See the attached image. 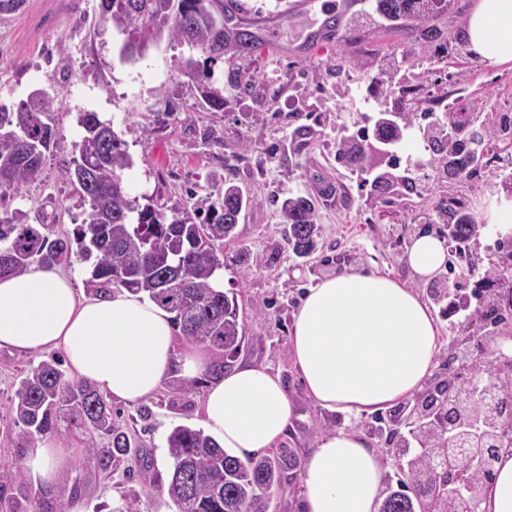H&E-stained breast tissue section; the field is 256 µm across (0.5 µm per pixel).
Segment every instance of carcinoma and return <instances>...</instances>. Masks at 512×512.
<instances>
[{
  "label": "carcinoma",
  "instance_id": "obj_1",
  "mask_svg": "<svg viewBox=\"0 0 512 512\" xmlns=\"http://www.w3.org/2000/svg\"><path fill=\"white\" fill-rule=\"evenodd\" d=\"M376 10L390 22L388 32L400 37L408 52L444 38L445 30L435 18L449 10V0H376ZM99 18L125 35L123 59L143 57L163 34L187 42L208 58L230 55L245 59L257 51L256 36L240 29L224 33V0H99ZM210 110L224 111V97L199 85ZM56 97L36 90L16 105L0 104V198L35 180L45 157L56 143L54 122ZM82 128L79 157L65 178L76 186L89 209L74 232V242L83 259L92 261L88 290L99 293L119 285L133 293H144L173 314L182 335L207 347L213 354L202 378L179 377L172 393L186 396L209 380L224 377L242 351L246 339L239 322L237 298L212 287V278L223 267L224 245L236 239L235 226L252 199L233 184L231 177L213 176L224 184V195L216 206L189 217L170 216L152 205L143 207L126 194L122 173L131 164L124 141L109 122L95 112L80 117ZM411 126L403 121L378 120L376 140L382 144L403 140ZM456 165L466 169L478 163L483 134L463 126L454 131ZM338 158L353 171L373 166L365 145L340 144ZM448 227L449 238L458 246L467 244L481 225L466 212L461 201L442 199L437 206ZM284 234L299 258L316 248L319 226L313 202L302 196L281 204ZM56 215L46 210L31 218L22 211L0 219V276L18 274L32 265L52 268L67 260L71 242L51 238ZM501 254L489 263L479 279L490 289L492 304L481 319H501L500 310L512 307V238L499 242ZM78 423L84 429L107 437L101 448L84 449L81 465L108 470L130 454L132 441L112 422V406L87 380L69 381L53 357L28 370L11 406V424L21 431L25 444L34 446L48 435L62 434V423ZM424 448L448 446V427L439 416L422 434ZM171 477L167 495L175 512H269L271 495L284 483L285 474L299 469L300 462L289 448H276L243 462L224 450L202 430L174 427L167 437ZM24 471L17 463L0 473V489L23 483ZM440 476L426 473L423 453L400 466L398 489L385 497L379 512H429L436 498ZM80 493L76 481L59 486L54 498L39 512H64L65 501Z\"/></svg>",
  "mask_w": 512,
  "mask_h": 512
}]
</instances>
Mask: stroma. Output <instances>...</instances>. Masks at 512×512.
Wrapping results in <instances>:
<instances>
[{
	"label": "stroma",
	"mask_w": 512,
	"mask_h": 512,
	"mask_svg": "<svg viewBox=\"0 0 512 512\" xmlns=\"http://www.w3.org/2000/svg\"><path fill=\"white\" fill-rule=\"evenodd\" d=\"M240 24L274 28L277 44L242 60H207L189 44L161 39L134 63L121 60V39L98 26L99 0H26L22 12L0 16V103L12 105L34 89L56 95L57 145L46 153L38 179L0 199V217L15 210L55 212L56 238H72L85 218V207L65 179L78 154L82 113L111 121L132 158L123 184L138 204L167 213L195 214L222 192L212 174L231 176L244 195L256 197L236 228L237 240L224 248V289L236 295L239 321L247 342L240 361L278 372L297 404V417L280 445L297 458L316 447L325 428L365 432L379 415L341 417L308 398L291 356V332L300 300L308 288L346 268H366L389 276L428 300L429 281L409 265L416 233L438 232L437 203L448 196L464 200L480 224L469 261L451 276L460 293H471L497 248L500 228L488 223L492 205L512 199V170L503 171L506 155L496 143L476 169L449 179L431 166V150L416 128L422 116L449 105L460 123L512 120V68L472 57L463 35L472 0H454L445 42L421 50L419 62L405 57V47L384 24H358L365 0H351L345 18L349 39L313 59L287 54L302 40L316 16L293 6L294 0H239ZM196 63V77L180 68ZM386 61L399 63L416 91L400 98L398 85L375 87L373 78ZM218 89L226 105L214 112L202 104L199 84ZM414 113L415 128L400 145L401 165L393 186L382 194L372 174L350 171L337 161V142L345 127L370 125L377 113ZM305 196L315 205L320 236L315 251L296 257L282 235L281 203ZM439 328V352L432 370L446 368L468 377L466 363L452 360L464 336L467 312L450 315L433 305ZM40 356L0 351V469L26 455L10 407L26 371ZM201 392L173 400L168 385L137 405L113 402L112 416L137 448L147 451L149 467L127 456L104 472L72 467L78 480L80 512H108L137 497L141 512H174L166 489L170 459L166 438L178 425L202 426Z\"/></svg>",
	"instance_id": "35a3bbf8"
}]
</instances>
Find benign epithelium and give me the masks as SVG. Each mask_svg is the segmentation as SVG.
<instances>
[{"mask_svg": "<svg viewBox=\"0 0 512 512\" xmlns=\"http://www.w3.org/2000/svg\"><path fill=\"white\" fill-rule=\"evenodd\" d=\"M511 366L512 357L501 352L495 367L448 383V447L428 451L429 465L448 474L446 512H478L482 490L493 480L492 468L475 475L469 464L478 455L493 459L512 428V404H501L495 385L496 372Z\"/></svg>", "mask_w": 512, "mask_h": 512, "instance_id": "1", "label": "benign epithelium"}]
</instances>
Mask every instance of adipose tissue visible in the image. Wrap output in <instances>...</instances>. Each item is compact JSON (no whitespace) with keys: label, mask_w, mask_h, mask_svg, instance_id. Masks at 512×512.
Masks as SVG:
<instances>
[{"label":"adipose tissue","mask_w":512,"mask_h":512,"mask_svg":"<svg viewBox=\"0 0 512 512\" xmlns=\"http://www.w3.org/2000/svg\"><path fill=\"white\" fill-rule=\"evenodd\" d=\"M472 51L494 65L512 64V0H475L465 30ZM443 242L416 237L409 264L422 277L446 261ZM294 364L320 408L357 415L392 406L420 391L438 353V328L420 297L363 268L318 283L305 297L291 336ZM63 350L69 365L106 396L135 404L152 397L173 367L202 377L208 356L178 350L168 312L125 289L87 295L57 268H29L0 278V350L34 354ZM208 433L248 459L276 445L294 416L280 374L241 364L208 383L203 396ZM53 442L31 448L24 466L37 486H52L69 469ZM380 456L357 431L323 436L301 466L304 512H376ZM496 477L478 512H512V448H502Z\"/></svg>","instance_id":"adipose-tissue-1"}]
</instances>
